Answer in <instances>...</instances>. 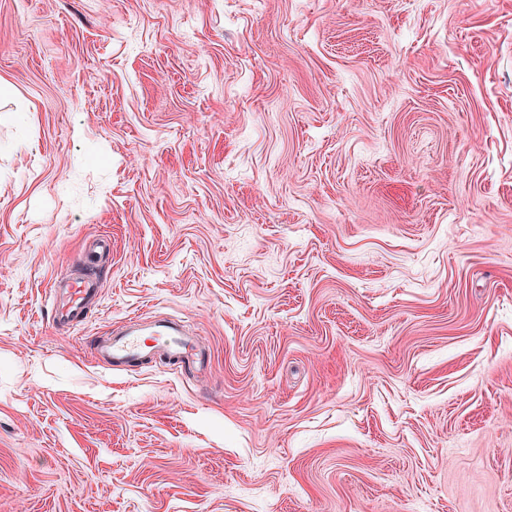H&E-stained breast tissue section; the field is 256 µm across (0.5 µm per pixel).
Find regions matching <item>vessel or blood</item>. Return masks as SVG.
Returning <instances> with one entry per match:
<instances>
[{
  "instance_id": "obj_1",
  "label": "vessel or blood",
  "mask_w": 512,
  "mask_h": 512,
  "mask_svg": "<svg viewBox=\"0 0 512 512\" xmlns=\"http://www.w3.org/2000/svg\"><path fill=\"white\" fill-rule=\"evenodd\" d=\"M100 286L91 265L80 277L68 281L64 286L66 302L57 314L58 322L83 321ZM94 350L99 359L114 367L140 364L157 354L167 356L171 365L182 369L193 366L198 359L183 325L172 319H160L148 326L129 321L113 329L107 339L95 341Z\"/></svg>"
}]
</instances>
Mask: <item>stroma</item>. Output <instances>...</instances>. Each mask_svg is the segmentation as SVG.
I'll return each mask as SVG.
<instances>
[{
	"label": "stroma",
	"instance_id": "1",
	"mask_svg": "<svg viewBox=\"0 0 512 512\" xmlns=\"http://www.w3.org/2000/svg\"><path fill=\"white\" fill-rule=\"evenodd\" d=\"M1 79L0 512H512V0H0ZM100 287L94 266L88 265L80 277L73 278L64 285L66 302L56 315L57 321L64 324L82 322L87 317L88 306ZM184 326L172 319H160L148 326L132 319L112 330L105 340H96L94 351L109 366H127L165 355L168 364L185 369L193 366L199 354L186 336Z\"/></svg>",
	"mask_w": 512,
	"mask_h": 512
}]
</instances>
